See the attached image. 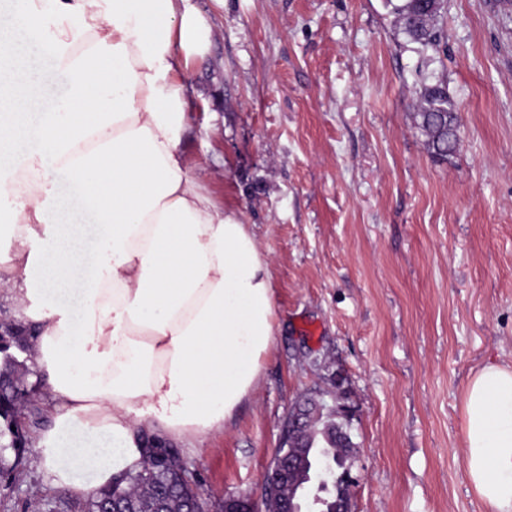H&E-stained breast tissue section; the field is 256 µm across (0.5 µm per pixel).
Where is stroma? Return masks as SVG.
I'll return each instance as SVG.
<instances>
[{"mask_svg":"<svg viewBox=\"0 0 512 512\" xmlns=\"http://www.w3.org/2000/svg\"><path fill=\"white\" fill-rule=\"evenodd\" d=\"M214 35L189 81L183 142L269 260L275 336L222 431L176 444L211 512L261 504L294 402L354 409L351 512H486L464 469L463 396L512 364V0H446L418 52L385 0H195ZM445 80L460 142L433 161L414 125ZM29 450L0 512H87Z\"/></svg>","mask_w":512,"mask_h":512,"instance_id":"obj_1","label":"stroma"}]
</instances>
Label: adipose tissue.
I'll list each match as a JSON object with an SVG mask.
<instances>
[{
	"label": "adipose tissue",
	"instance_id": "1",
	"mask_svg": "<svg viewBox=\"0 0 512 512\" xmlns=\"http://www.w3.org/2000/svg\"><path fill=\"white\" fill-rule=\"evenodd\" d=\"M46 4L62 19L50 33ZM212 36L194 0H22L0 24V289L43 375L49 422L34 447L53 487L111 485L137 469L143 433L188 443L223 428L272 345L269 263L182 149ZM33 39L68 79L47 111L22 49ZM58 173L99 228L94 264L59 215ZM73 288L77 313L59 300ZM463 437L487 512H512V365L471 378Z\"/></svg>",
	"mask_w": 512,
	"mask_h": 512
}]
</instances>
